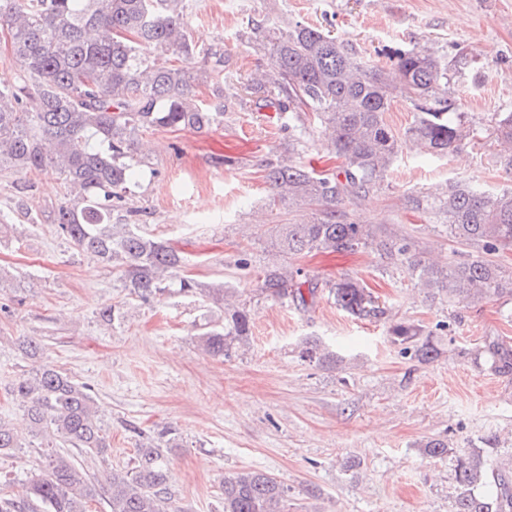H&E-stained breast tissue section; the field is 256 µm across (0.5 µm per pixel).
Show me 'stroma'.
I'll return each mask as SVG.
<instances>
[{
	"label": "stroma",
	"instance_id": "1",
	"mask_svg": "<svg viewBox=\"0 0 512 512\" xmlns=\"http://www.w3.org/2000/svg\"><path fill=\"white\" fill-rule=\"evenodd\" d=\"M263 19L331 31L389 76L395 49L426 46L449 62L450 95L477 138L444 158L404 145L383 185L345 210L350 220L410 235L423 256L470 254L442 225L407 210L405 199L457 180L492 191L506 185L494 123L512 111V0H192L191 38L229 57L224 84L236 98L212 129L146 133L147 164L129 202L146 211L143 233L188 256L187 276L246 302L252 335L231 357L208 355L200 334L223 324L222 309L175 291L146 303L130 298L117 271L78 253L47 221L66 198L58 175L1 171L0 420L27 429L8 389L32 367L17 341L33 336L91 388L111 451L107 461H85V470H130L139 442L154 439L174 512H223L225 477L249 469L287 486L288 512H455L453 458L432 459L422 448L441 438L462 453L512 456V379L468 354L486 336L512 340V299L431 304L403 268L367 251L289 258L319 284L307 306L261 294L254 271L272 257L270 228L297 219L268 209L266 162L339 164L318 138L289 147L288 116L250 88V74L269 64L251 29ZM462 54L470 65L460 74L452 64ZM228 157L234 165H225ZM244 254L253 273L237 267ZM346 275L362 279L394 318L428 330L447 323L438 335L443 356L418 363L390 342L384 322L338 309L326 285ZM110 304L125 320H99ZM307 338L339 363L302 361L298 346Z\"/></svg>",
	"mask_w": 512,
	"mask_h": 512
}]
</instances>
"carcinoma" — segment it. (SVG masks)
Instances as JSON below:
<instances>
[{
  "instance_id": "1",
  "label": "carcinoma",
  "mask_w": 512,
  "mask_h": 512,
  "mask_svg": "<svg viewBox=\"0 0 512 512\" xmlns=\"http://www.w3.org/2000/svg\"><path fill=\"white\" fill-rule=\"evenodd\" d=\"M187 0H0L13 54L20 62L16 80L0 86V169L17 173L54 172L66 184V201L51 215L57 231L80 253L121 272L129 295L148 302L178 285L181 293L203 294L224 308V326L202 332L207 353L226 357L249 341L251 311L227 302L224 288H203L180 275L189 259L169 242L138 230L140 210L124 208L136 168L139 137L159 129L201 131L224 119V53L201 48L190 39L183 16ZM107 27L112 39H98ZM267 46L272 73L251 84L266 90L265 106L301 121L296 143L318 132L341 159L335 170L304 164H266L268 207L279 204L306 212L301 224L276 225L275 247L284 256L371 251L395 260L434 303L464 307L492 297L512 298V267L490 255L512 248V188L486 192L452 181L430 195L407 199L448 228V238L478 248L445 264L422 257L411 238L377 233L369 224L346 220L342 205L377 189L397 161L402 138L431 154L445 156L455 144L477 137L466 128L448 97V63L430 49L398 51V84L358 60L336 37L301 22L256 26ZM177 56L176 66L151 51ZM215 86L217 103L200 105L195 88ZM415 108L411 125L396 132L386 120L394 98ZM494 131L508 147L499 166L512 173V112L496 114ZM125 210L124 223L112 213ZM261 293L306 305L315 286L300 268L273 264L262 271ZM336 305L359 318H384L362 280L346 276L330 285ZM436 330L405 321L388 327L391 342L420 363L438 360L444 349ZM24 358L36 362L12 383L10 395L26 413L44 457V471L32 477L20 497L0 490V512H88L105 496L108 512H171L169 475L161 448L153 440L136 448V465L126 472L87 475L59 448L70 445L86 458L108 454L110 444L86 385L62 369L42 362L44 346L22 341ZM312 363L338 362L335 353L314 341L299 345ZM473 361L488 363L498 375H512V342L489 336L475 347ZM23 447L18 434L0 422V455ZM424 455L453 454L448 442L432 439ZM462 488L456 512H512V471L478 452L454 454ZM224 512H287L288 488L261 471L246 470L224 479Z\"/></svg>"
}]
</instances>
